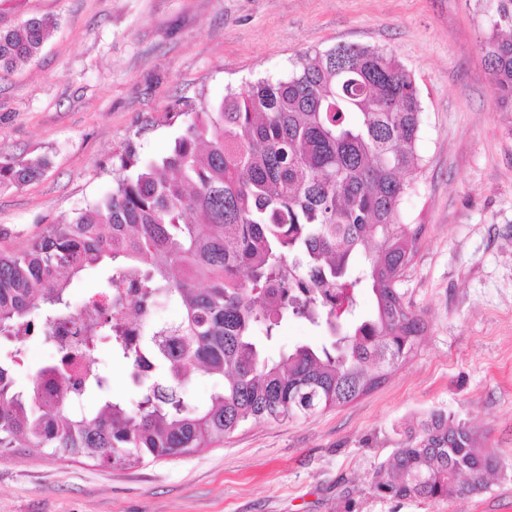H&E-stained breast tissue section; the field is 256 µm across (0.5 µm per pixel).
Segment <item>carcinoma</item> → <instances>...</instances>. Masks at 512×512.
Masks as SVG:
<instances>
[{
	"instance_id": "carcinoma-1",
	"label": "carcinoma",
	"mask_w": 512,
	"mask_h": 512,
	"mask_svg": "<svg viewBox=\"0 0 512 512\" xmlns=\"http://www.w3.org/2000/svg\"><path fill=\"white\" fill-rule=\"evenodd\" d=\"M482 43L497 103L512 111V0H491ZM57 25L35 16L0 33V70L30 62ZM422 103L413 76L388 52L340 45L300 55L288 77L227 88L181 113L169 152L120 157L111 190L66 224L17 251L0 250V338L53 342L76 319L70 288L107 262L112 309L83 337L108 341L139 386L135 404L106 394L88 362L38 372L16 389L20 350L0 360V451L45 448L54 457L120 468L211 448L253 421L308 416L371 391L412 353L424 326L397 284L421 228L398 221L421 168ZM44 156H0V181L25 184ZM367 265L350 268L357 252ZM375 297L358 311V289ZM182 308L153 325L155 301ZM292 316L337 339L274 361L253 341ZM224 380L210 402L184 392L197 372ZM101 395L96 413L86 397ZM499 469L467 422L439 410L376 469L381 496L434 501L487 489Z\"/></svg>"
}]
</instances>
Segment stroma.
Instances as JSON below:
<instances>
[{"mask_svg": "<svg viewBox=\"0 0 512 512\" xmlns=\"http://www.w3.org/2000/svg\"><path fill=\"white\" fill-rule=\"evenodd\" d=\"M486 0H0V31L42 14L39 57L0 73V154L47 157L0 183V248L20 249L102 198L128 147L164 154L169 115L287 76L303 52L387 50L418 87L422 169L400 220L421 226L398 288L425 324L372 392L306 418L249 424L192 455L119 469L31 448L0 456V512H512V112L481 43ZM273 359L326 336L282 321ZM442 410L502 461L468 499H390L373 475L406 429Z\"/></svg>", "mask_w": 512, "mask_h": 512, "instance_id": "35a3bbf8", "label": "stroma"}]
</instances>
